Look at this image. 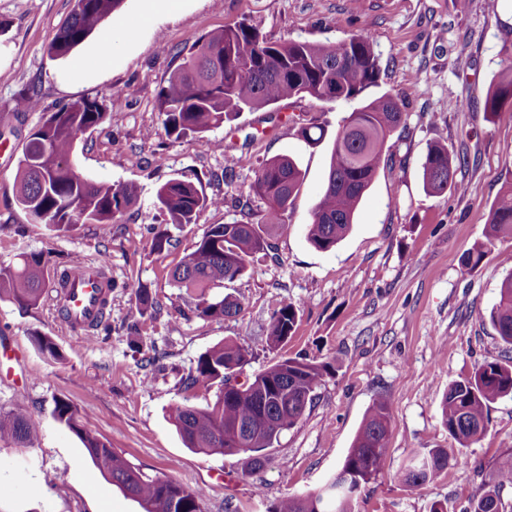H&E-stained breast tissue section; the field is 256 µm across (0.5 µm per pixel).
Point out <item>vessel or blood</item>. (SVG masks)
<instances>
[{"mask_svg": "<svg viewBox=\"0 0 512 512\" xmlns=\"http://www.w3.org/2000/svg\"><path fill=\"white\" fill-rule=\"evenodd\" d=\"M110 278L105 269L80 263L77 270L71 272L65 284L63 303L68 312L69 323L89 326L95 322L102 311Z\"/></svg>", "mask_w": 512, "mask_h": 512, "instance_id": "vessel-or-blood-1", "label": "vessel or blood"}]
</instances>
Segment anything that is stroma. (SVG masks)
Instances as JSON below:
<instances>
[{"label": "stroma", "instance_id": "stroma-1", "mask_svg": "<svg viewBox=\"0 0 512 512\" xmlns=\"http://www.w3.org/2000/svg\"><path fill=\"white\" fill-rule=\"evenodd\" d=\"M71 0H0V263L19 254L50 251L97 262L107 254L114 283L110 336L91 342L58 319L53 303L22 309L0 301V334L14 351L0 356V408L26 409L37 427L34 447L0 441V512H143L105 478L81 441L53 415L70 401L86 426L149 476L170 477L207 491L206 512H268L285 496L318 490L340 467L361 422L378 396L390 404L389 449L381 473L352 501V512H462L512 454V394L488 408L489 427L464 448V464L419 486L395 478L415 452L453 447L441 418L449 384L487 361L507 358L490 312L499 300L512 254V238L488 240L492 203L512 183V112L490 116L484 101L512 48V0H181L145 24V0H124L126 31L115 38L110 63L79 80L66 73L90 56L111 20L69 56L47 47L71 11ZM242 22L258 26L270 42H334L368 32L383 61L367 97L389 93L403 103L392 135L349 234L329 251L307 239L312 208L328 177L337 129L358 101L323 104L304 99L243 112L211 131L167 138L157 94L184 47L211 31ZM467 100L448 106V91ZM39 99L37 112L21 110L20 96ZM106 106V122L78 141L72 162L85 178L136 184L138 200L116 224H83L65 234L29 223L15 200L18 158L43 113L78 101ZM323 126L308 142L300 124ZM237 144L236 178L224 183L222 143ZM468 156L456 178L464 195L426 194L421 163L430 144ZM294 158L303 182L274 238V257L251 262L235 280L216 288L241 299L234 318H185L184 290L169 273L212 224L239 220L238 208L201 210L195 223L173 230L174 245L149 251L152 225L162 223L158 188L173 178L194 182L206 195L247 192L259 161ZM485 245L480 266L464 270L461 255ZM147 285L163 305L156 318L139 317L131 289ZM295 305L299 322L288 343L269 348L270 316ZM138 324L144 347L164 369L149 374L130 344ZM54 338L65 359L40 354L33 334ZM224 341L248 347L241 372L251 378L285 357L334 358L316 399L301 420L260 453L205 455L186 448L171 414L176 406L205 407L215 390L188 389L184 378L198 357Z\"/></svg>", "mask_w": 512, "mask_h": 512}]
</instances>
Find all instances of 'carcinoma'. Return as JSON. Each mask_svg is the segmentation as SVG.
Returning a JSON list of instances; mask_svg holds the SVG:
<instances>
[{
  "label": "carcinoma",
  "mask_w": 512,
  "mask_h": 512,
  "mask_svg": "<svg viewBox=\"0 0 512 512\" xmlns=\"http://www.w3.org/2000/svg\"><path fill=\"white\" fill-rule=\"evenodd\" d=\"M123 2L75 0L68 20L49 43V55H69ZM380 74V55L367 32L336 42L285 40L273 44L261 37L256 26L241 23L212 31L182 52L181 62L159 91L158 112L166 135L180 140L217 128L241 112H253L285 99L352 101L377 86ZM485 110L492 114L512 112V64L495 77ZM106 117L105 108L97 101H77L46 115L31 133L14 183L16 200L30 223L56 232H68L87 222L116 224L135 204V187L93 182L78 174L72 164L81 136ZM401 121L397 98L386 93L354 109L336 130L327 184L315 203L307 230L308 240L316 249L329 251L349 233L388 140ZM464 163L450 155L447 147L429 145L422 162L424 190L430 194L465 193V184L455 179L457 168ZM303 179L299 165L289 156L262 161L249 184V195L263 203L261 218L253 221V213L248 211L231 224L210 225L195 249L172 270V281L185 289L196 317L222 321L241 313V300L213 298L210 289L243 275L256 255L269 256L274 250L272 233L285 227V216ZM156 198L166 223L175 227L195 223L206 206L224 205V198H209L193 182L178 178L161 185ZM488 228L493 238L512 237V184L491 205ZM172 246L169 229H156L150 251L161 253ZM485 255L484 246H475L462 254L461 266L472 271ZM77 264L73 257L53 263L49 252L25 253L16 263H0V301L36 308L55 287L50 274L66 273ZM133 294L140 315L157 311L148 286L137 285ZM298 318V309L291 303L275 309L267 344L288 342L295 334ZM491 321L501 341L512 347V270L502 283ZM32 341L46 358H62L52 337L34 335ZM250 355L235 342L218 344L200 355L187 384L217 386L216 399L203 408L178 406L172 419L186 447L224 455L238 454L245 448L252 454L250 465L256 468L261 459L253 453L271 447L282 432L299 422L331 364L287 357L256 374L246 385H229ZM510 394L512 361L485 362L472 376L451 383L442 401V422L458 447L436 448L414 457L395 479L419 485L439 477L450 463H459L461 449L487 431L489 404ZM54 417L77 435L91 461L113 485L137 499L144 512H204L202 489L145 475L88 429L69 401H55ZM389 433V402L381 395L368 409L340 469L321 491L287 496L269 512H351L353 490H361L381 471ZM0 440L33 443L27 410H0ZM506 485H512V455L485 480L462 512H503L500 490Z\"/></svg>",
  "instance_id": "obj_1"
}]
</instances>
